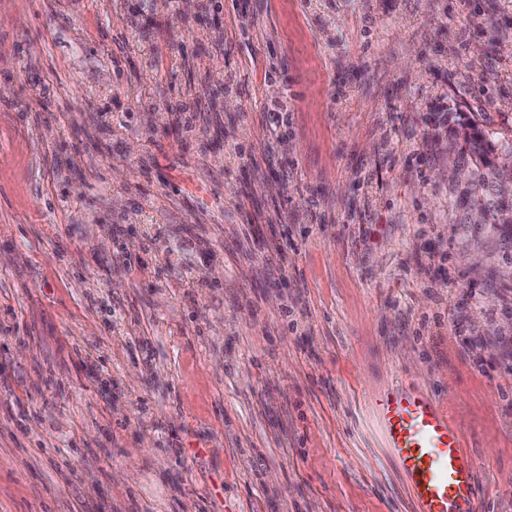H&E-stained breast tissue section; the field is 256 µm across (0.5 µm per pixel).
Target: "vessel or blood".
<instances>
[{
    "instance_id": "1",
    "label": "vessel or blood",
    "mask_w": 512,
    "mask_h": 512,
    "mask_svg": "<svg viewBox=\"0 0 512 512\" xmlns=\"http://www.w3.org/2000/svg\"><path fill=\"white\" fill-rule=\"evenodd\" d=\"M374 409L417 512H476L478 463L436 401L396 387L380 392Z\"/></svg>"
}]
</instances>
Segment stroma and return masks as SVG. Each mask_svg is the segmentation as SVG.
I'll return each instance as SVG.
<instances>
[{
    "label": "stroma",
    "instance_id": "stroma-1",
    "mask_svg": "<svg viewBox=\"0 0 512 512\" xmlns=\"http://www.w3.org/2000/svg\"><path fill=\"white\" fill-rule=\"evenodd\" d=\"M456 111L512 143V0H0V512H414L398 384L512 512Z\"/></svg>",
    "mask_w": 512,
    "mask_h": 512
}]
</instances>
